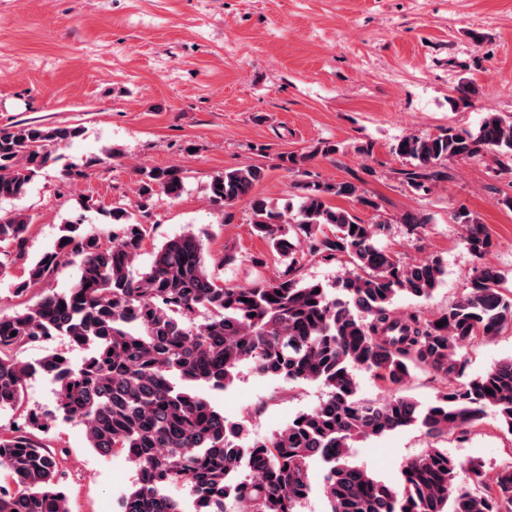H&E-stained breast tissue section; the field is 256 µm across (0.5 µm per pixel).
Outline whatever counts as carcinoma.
<instances>
[{"label": "carcinoma", "instance_id": "obj_1", "mask_svg": "<svg viewBox=\"0 0 512 512\" xmlns=\"http://www.w3.org/2000/svg\"><path fill=\"white\" fill-rule=\"evenodd\" d=\"M455 92L451 107L469 104L471 82L460 79ZM79 134L78 127L35 124L0 130V200L22 198L48 166L51 147ZM393 151L409 162L404 181L425 194L445 176L449 160L512 158V117L489 112L473 131L408 134ZM102 163L92 156L64 168L62 176L83 177ZM140 175L141 209L157 194H183L178 167ZM264 176L257 165L226 170L208 183V198L220 208L247 200L253 231L292 265L306 252L347 257L352 268L334 288L286 275L247 286L224 283L209 270L203 240L192 231L163 241L150 264L137 269L150 230L120 202L103 211L118 231L103 238L71 222L63 226L66 243L30 262L24 217L0 216V253L13 263L28 262L17 294L67 262L76 260L79 268L67 290L42 293L21 312H0V408L23 416L15 429L0 433V469L7 476L0 512H70L55 456L35 436L58 419L81 423L90 448L123 455L133 465L120 512H183L171 495L174 487L188 490L198 512H227L229 501L232 512H298L312 490L315 459L324 464L328 512H512V464L489 484L482 464L472 460L471 484L460 485L462 463L429 448L405 465L394 485L349 461L355 442L408 427L462 436L491 415L512 434V357L426 405L396 394L382 403L362 399L355 374L366 370L394 388L413 365L443 379L463 375L467 347L512 332V292L501 287L503 276L477 264L467 293L438 321L400 315L395 299H429L445 275L442 261L402 264L378 244L388 221L364 224L332 205L333 197L371 204L352 182L298 183L279 208L251 195ZM456 220L465 227V247L481 259L490 245L483 225L465 210ZM56 337L89 355L78 366L61 353L35 363L17 358L19 347ZM244 365L262 376L317 383L324 397L271 438L245 445L243 423L228 421L197 391L200 385L227 387ZM42 370L56 373L55 407L47 414L24 407V382Z\"/></svg>", "mask_w": 512, "mask_h": 512}]
</instances>
